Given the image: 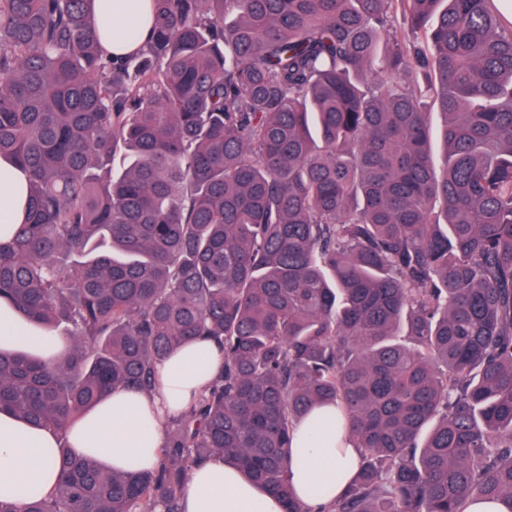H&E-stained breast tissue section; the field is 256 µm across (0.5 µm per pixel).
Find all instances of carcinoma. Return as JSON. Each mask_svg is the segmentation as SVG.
Instances as JSON below:
<instances>
[{"label":"carcinoma","instance_id":"cac0c4a2","mask_svg":"<svg viewBox=\"0 0 512 512\" xmlns=\"http://www.w3.org/2000/svg\"><path fill=\"white\" fill-rule=\"evenodd\" d=\"M152 3L115 61L95 0H0V155L30 188L0 299L69 339L0 348V413L62 432L195 339L224 366L154 470L62 446L55 491L0 512H181L214 455L307 512L293 432L328 405L364 456L322 512H512V22L495 0Z\"/></svg>","mask_w":512,"mask_h":512}]
</instances>
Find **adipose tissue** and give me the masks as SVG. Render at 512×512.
Returning <instances> with one entry per match:
<instances>
[{
    "label": "adipose tissue",
    "mask_w": 512,
    "mask_h": 512,
    "mask_svg": "<svg viewBox=\"0 0 512 512\" xmlns=\"http://www.w3.org/2000/svg\"><path fill=\"white\" fill-rule=\"evenodd\" d=\"M100 13L106 23L100 41L104 52L121 57L144 45L153 28L151 0H104ZM29 208L26 173L9 157L0 156V240L24 223ZM37 344L45 358L62 351V336L36 334L28 321L0 301V345ZM216 346L196 340L156 368L157 389L145 395L129 389L110 391L59 434L35 430L0 414V497L17 505L28 501L31 488L51 494L58 482L54 452L67 445L75 454L90 455L106 468L151 470L163 441L162 424L181 414L222 369ZM299 459L290 480L296 499L308 503L310 483L328 485L332 495L349 487L359 451L317 422H302L293 434ZM184 512H285L282 500L263 486L245 480L239 469L214 456L193 468L182 491Z\"/></svg>",
    "instance_id": "1"
}]
</instances>
